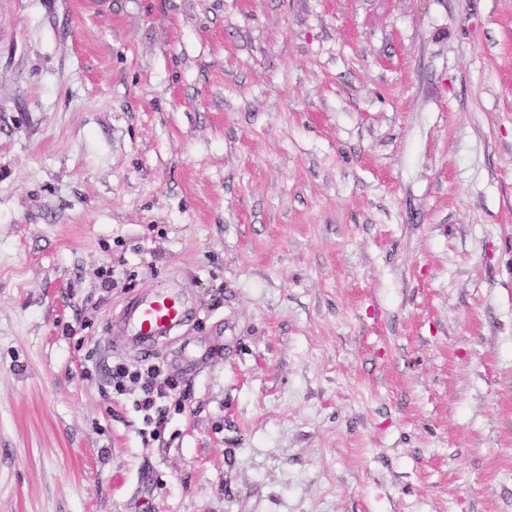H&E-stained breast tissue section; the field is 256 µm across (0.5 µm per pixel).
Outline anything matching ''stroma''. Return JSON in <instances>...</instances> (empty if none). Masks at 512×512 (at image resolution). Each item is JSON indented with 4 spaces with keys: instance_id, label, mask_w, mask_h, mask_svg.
<instances>
[{
    "instance_id": "obj_1",
    "label": "stroma",
    "mask_w": 512,
    "mask_h": 512,
    "mask_svg": "<svg viewBox=\"0 0 512 512\" xmlns=\"http://www.w3.org/2000/svg\"><path fill=\"white\" fill-rule=\"evenodd\" d=\"M0 512H512V0H0ZM187 312V302L177 291L161 288L149 296L129 300L119 314L112 316L108 327L112 334L148 352L155 341L183 323ZM158 376V369L155 365H148L143 372H139L133 378L140 383L141 395L135 400V407L138 411L144 413V420L147 423L155 422L154 430L164 423L166 408L158 405V399L165 398V396L156 392L153 385V380ZM155 421H154V416Z\"/></svg>"
}]
</instances>
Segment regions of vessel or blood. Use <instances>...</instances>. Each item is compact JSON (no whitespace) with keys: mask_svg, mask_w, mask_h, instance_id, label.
<instances>
[{"mask_svg":"<svg viewBox=\"0 0 512 512\" xmlns=\"http://www.w3.org/2000/svg\"><path fill=\"white\" fill-rule=\"evenodd\" d=\"M187 312V302L177 291L161 288L129 300L119 314L112 316L108 326L114 335L147 352L155 341L183 323Z\"/></svg>","mask_w":512,"mask_h":512,"instance_id":"vessel-or-blood-1","label":"vessel or blood"}]
</instances>
